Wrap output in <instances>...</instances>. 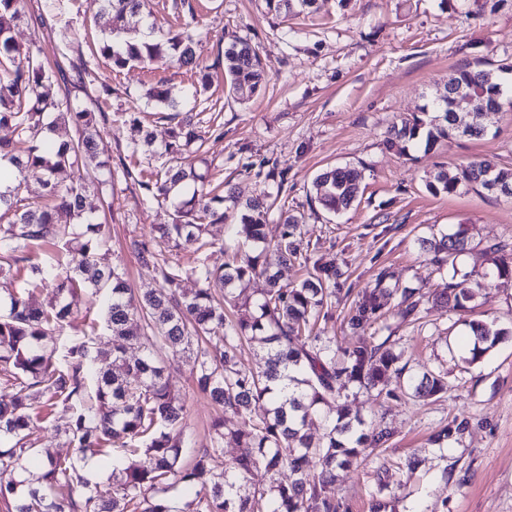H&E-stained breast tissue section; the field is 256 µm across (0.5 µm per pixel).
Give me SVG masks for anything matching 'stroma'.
Wrapping results in <instances>:
<instances>
[{
  "mask_svg": "<svg viewBox=\"0 0 512 512\" xmlns=\"http://www.w3.org/2000/svg\"><path fill=\"white\" fill-rule=\"evenodd\" d=\"M149 9L161 34L198 17L197 53L211 75L207 90H200L197 74L158 62L112 67L98 49L110 28L101 0H24L13 32L21 48L40 46L46 63L65 70L80 59L88 63L83 86L65 83L60 92L103 116L99 152L114 171L112 218L98 264L124 267L136 294L159 286L140 271L128 243L151 239L171 213L143 203L138 185L124 181L116 166L123 159L151 173L164 164L167 125L146 91L166 85L179 112H191L203 136L190 156L193 164L209 171L213 183L229 180L247 196L273 202L268 242L280 237V211L300 218L298 258L279 267L280 284L301 283L307 257L341 270L336 306L325 324L338 347L356 342L344 322L346 311L374 286L381 269L392 272L397 288L422 289L418 323L395 316L387 323L409 368L447 374V394L388 400L352 386L340 397L352 413L391 430L393 459L416 463L412 479L395 469L389 473L396 512H512V278L489 279L477 307L465 313L432 298L449 279L471 274L477 249L491 243L512 249V200L426 188L442 167L481 159L512 167V78L507 104L483 120L486 136L404 154L384 144L390 127L430 103L456 68L512 62V0H317L301 13L270 11L265 0H150ZM238 38L256 50L264 72L260 91L246 101L234 97L224 79V47ZM135 121L153 132V152L131 153ZM345 164L361 171L363 195L333 215L313 202L312 182L324 169ZM458 224L471 225L473 249L458 257L455 268L435 271L417 241ZM473 319L495 322L509 335L467 365L465 334ZM192 368L191 359H181L168 381L187 400L189 447L207 448L218 410L194 388ZM456 418L468 419V432L443 438ZM70 420L66 407L49 409L34 431L39 447L71 455L64 436ZM377 465L371 455L357 470L339 472L336 494L349 512H370ZM461 468L469 472L466 481L446 478V470Z\"/></svg>",
  "mask_w": 512,
  "mask_h": 512,
  "instance_id": "stroma-1",
  "label": "stroma"
}]
</instances>
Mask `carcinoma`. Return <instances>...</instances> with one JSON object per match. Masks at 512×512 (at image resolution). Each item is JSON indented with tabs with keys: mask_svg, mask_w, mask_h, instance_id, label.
I'll list each match as a JSON object with an SVG mask.
<instances>
[{
	"mask_svg": "<svg viewBox=\"0 0 512 512\" xmlns=\"http://www.w3.org/2000/svg\"><path fill=\"white\" fill-rule=\"evenodd\" d=\"M103 11L122 21L144 14L148 0H102ZM271 11L313 7L315 0H265ZM22 0H0V126H11L14 140H0V158L12 165L17 185L9 194L0 193V274L21 273L27 287L10 297L0 311V371L10 377L13 395L0 404V476L26 472L25 458L42 456L37 475L0 479V498L13 499L12 512H348L336 498V470L347 468L370 448H383L386 429L349 414L339 402V393L350 385L376 389L388 399L405 396L432 398L447 391L443 375L422 376L398 365L397 339L368 334L373 328L390 329L384 323L377 293L400 294L398 314L404 322L420 319L423 294L418 288H388L387 270L376 277L374 290L362 291L350 306L346 323L363 337L340 351L336 337L325 335L321 322L329 318L335 295L324 288L339 271L334 265L312 263L314 274L293 288L278 285L275 265L297 258L293 238L300 230L298 218L280 214L282 234L272 251L255 255L235 254L222 267L206 262L217 247L206 227L226 220L224 202L236 208L238 228L246 240L265 241L270 206L259 199L243 198L232 186L227 195L216 192L206 173L183 164L200 134L191 120L176 119L167 128L164 153L170 165L145 175L122 164V175L143 191V201L159 206L171 203L172 223L157 226L150 240L134 239L130 248L141 268L152 273L161 287L137 296L129 288L125 272L102 269L96 259L107 224L86 208L88 194L97 196L101 211L109 207L108 182L95 171L105 166L98 160L96 113L80 109L60 97L58 79L66 75L47 69L38 54L21 53L13 29L21 16ZM194 22L168 32L164 39L141 37L136 28H113L99 46L113 66L131 62L168 59L177 69L199 67ZM512 64L495 69L466 65L448 79L454 90L448 101L436 100L414 115L392 126L385 145L403 154L409 145L431 149L442 139L460 137L458 119L470 101H483L501 109L505 89L503 75ZM224 77L240 100H247L262 81L260 59L255 49L239 39L224 48ZM147 99L176 109L177 103L164 85L149 90ZM66 117L81 130L77 141H54L46 135L57 119ZM92 169L87 178L66 183L58 174L73 167ZM45 171L42 192L21 195L25 173ZM512 188V167L492 160L474 161L454 171L441 169L427 189L438 194L475 189L490 193L489 182ZM362 175L345 165L326 169L312 183L315 200L336 213L353 206L362 194ZM470 228L458 224L449 231L419 239L430 263L441 269L467 250ZM37 242H51L64 250V262L39 263L26 255ZM183 249L195 255L187 268L164 256L165 251ZM504 246H486L480 255L493 268L474 282L468 278L450 281L437 292L439 303L455 311L470 309L482 280L511 277L512 257L500 256ZM195 278L198 288H182L185 278ZM265 278L268 287L254 303L244 302L238 316L224 313V305H237L231 286ZM51 286L55 301L37 307L30 300L33 290ZM105 294L103 325L117 342L112 362L96 368L95 335L101 327L87 324L83 337L48 349L41 340L71 323L78 315L76 301L83 295ZM472 347L462 358L472 364L496 346L503 332L483 322H471ZM144 345L143 354L130 361L128 344ZM246 346L265 351L264 366L246 370L238 365V354ZM193 355L196 387L223 412L239 416L242 423L228 424L218 418L211 424V447L195 452L185 468L181 459L186 448L184 417L186 401L171 389L167 370L181 355ZM48 407L59 403L72 411L65 430L67 442L77 448L70 460L56 457L31 441L35 402ZM266 402L270 408L254 419L252 404ZM323 433L315 438L307 432L312 419ZM241 449L235 460L217 470L224 443ZM97 458L112 461L111 483L104 489L84 474L87 463ZM288 470V480L280 478ZM192 491L182 506L166 497L146 496L170 486Z\"/></svg>",
	"mask_w": 512,
	"mask_h": 512,
	"instance_id": "carcinoma-1",
	"label": "carcinoma"
}]
</instances>
